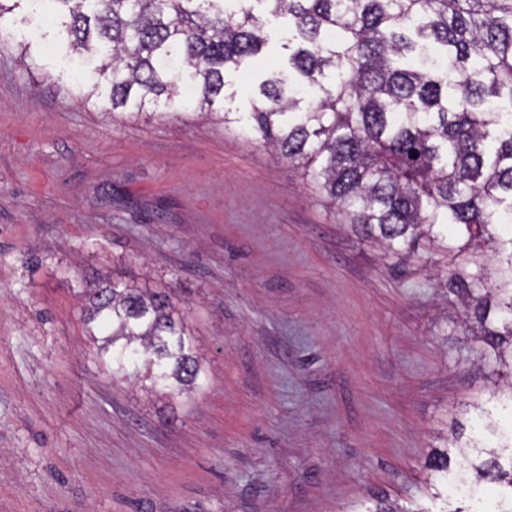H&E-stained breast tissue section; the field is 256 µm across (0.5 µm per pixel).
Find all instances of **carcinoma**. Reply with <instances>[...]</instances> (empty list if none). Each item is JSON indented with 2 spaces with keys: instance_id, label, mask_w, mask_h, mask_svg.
<instances>
[{
  "instance_id": "obj_1",
  "label": "carcinoma",
  "mask_w": 512,
  "mask_h": 512,
  "mask_svg": "<svg viewBox=\"0 0 512 512\" xmlns=\"http://www.w3.org/2000/svg\"><path fill=\"white\" fill-rule=\"evenodd\" d=\"M54 11L55 39L102 56L101 104L139 116L219 105L226 124L298 163L350 224L399 252L422 236L448 250L490 247L499 280H457L456 296L489 373L512 377V0H264L288 19V75L257 85L252 110L224 108L225 74L258 56L267 23L250 0H0V30L18 3ZM112 374L173 390L197 384L186 325L163 291L102 278L85 292ZM480 439L429 468L467 486L476 508L512 512V425L485 419Z\"/></svg>"
}]
</instances>
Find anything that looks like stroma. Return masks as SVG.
Returning <instances> with one entry per match:
<instances>
[{"label": "stroma", "instance_id": "obj_1", "mask_svg": "<svg viewBox=\"0 0 512 512\" xmlns=\"http://www.w3.org/2000/svg\"><path fill=\"white\" fill-rule=\"evenodd\" d=\"M0 38V512H438L428 461L506 417L448 283L492 252L400 256L219 115L127 117L20 24ZM228 72L233 106L283 69ZM171 295L200 389L113 376L87 282Z\"/></svg>", "mask_w": 512, "mask_h": 512}]
</instances>
